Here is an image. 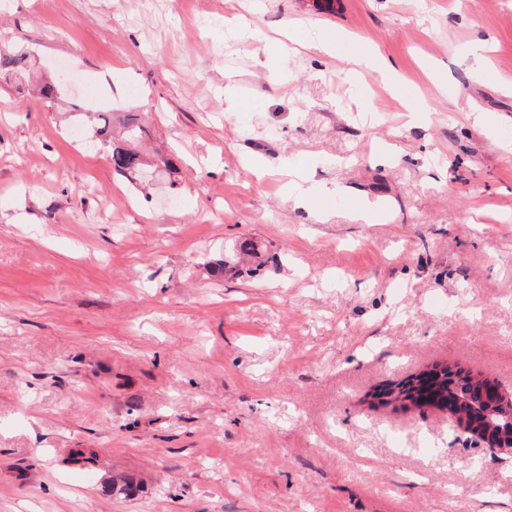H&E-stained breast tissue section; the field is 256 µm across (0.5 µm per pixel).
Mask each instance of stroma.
<instances>
[{"label":"stroma","mask_w":512,"mask_h":512,"mask_svg":"<svg viewBox=\"0 0 512 512\" xmlns=\"http://www.w3.org/2000/svg\"><path fill=\"white\" fill-rule=\"evenodd\" d=\"M0 43V512H512V457L375 397L512 391V0H0ZM29 55L21 48L0 52V83H12L22 76L28 66ZM110 163L116 174L137 180L144 164L140 159L139 153L133 149L121 145H115L112 142V151L110 154Z\"/></svg>","instance_id":"1"}]
</instances>
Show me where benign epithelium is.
Returning a JSON list of instances; mask_svg holds the SVG:
<instances>
[{"mask_svg": "<svg viewBox=\"0 0 512 512\" xmlns=\"http://www.w3.org/2000/svg\"><path fill=\"white\" fill-rule=\"evenodd\" d=\"M454 383L449 386L448 400H457L448 412L450 428L461 430L488 447L512 455V393L496 384L472 387V375L451 369Z\"/></svg>", "mask_w": 512, "mask_h": 512, "instance_id": "benign-epithelium-1", "label": "benign epithelium"}]
</instances>
